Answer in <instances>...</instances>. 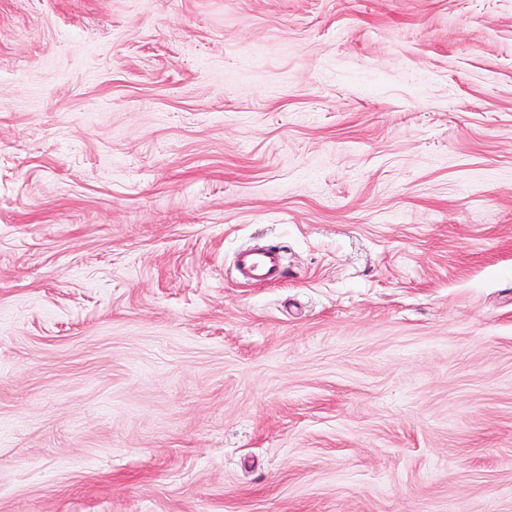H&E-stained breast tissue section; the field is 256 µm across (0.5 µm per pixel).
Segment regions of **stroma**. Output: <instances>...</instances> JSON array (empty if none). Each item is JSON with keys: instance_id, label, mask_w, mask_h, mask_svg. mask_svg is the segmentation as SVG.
Wrapping results in <instances>:
<instances>
[{"instance_id": "1", "label": "stroma", "mask_w": 512, "mask_h": 512, "mask_svg": "<svg viewBox=\"0 0 512 512\" xmlns=\"http://www.w3.org/2000/svg\"><path fill=\"white\" fill-rule=\"evenodd\" d=\"M0 512H512V0H0ZM236 268L242 277L248 279L273 281L285 277L288 273L273 249L263 252L252 249L240 250Z\"/></svg>"}]
</instances>
